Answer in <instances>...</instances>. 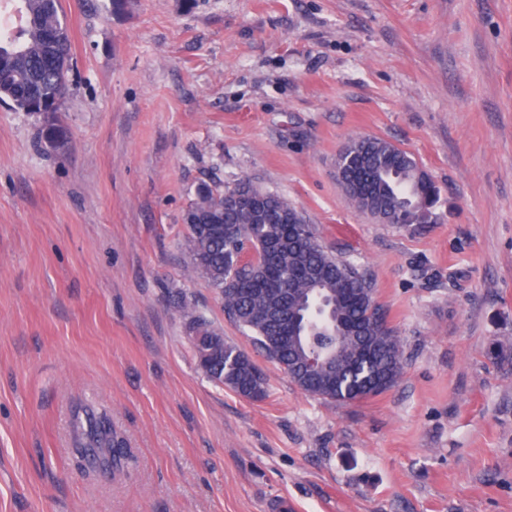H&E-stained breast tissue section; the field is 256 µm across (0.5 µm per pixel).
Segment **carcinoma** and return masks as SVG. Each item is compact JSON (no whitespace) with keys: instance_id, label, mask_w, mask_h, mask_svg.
I'll return each instance as SVG.
<instances>
[{"instance_id":"carcinoma-1","label":"carcinoma","mask_w":512,"mask_h":512,"mask_svg":"<svg viewBox=\"0 0 512 512\" xmlns=\"http://www.w3.org/2000/svg\"><path fill=\"white\" fill-rule=\"evenodd\" d=\"M20 25L0 31V101L15 112H59L72 85L69 25L61 0H13ZM49 28L60 31L53 42ZM340 188L361 212L386 224L428 221L434 187L405 150L375 136H355L336 155ZM187 272L216 290L224 312L246 329L255 348L303 393L348 403L392 387L402 345L375 305L371 280L318 240L285 198L248 179L227 191L203 184L185 214ZM186 332L201 371L252 401L267 396L253 358L202 316ZM81 455L126 467L104 408L87 415Z\"/></svg>"}]
</instances>
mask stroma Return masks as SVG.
Segmentation results:
<instances>
[{"instance_id": "stroma-1", "label": "stroma", "mask_w": 512, "mask_h": 512, "mask_svg": "<svg viewBox=\"0 0 512 512\" xmlns=\"http://www.w3.org/2000/svg\"><path fill=\"white\" fill-rule=\"evenodd\" d=\"M61 0L58 112L0 105V512H512V0ZM409 152L424 224L336 182L348 137ZM365 270L397 383L309 396L208 379L186 335L249 336L188 277L185 209L241 179ZM104 407L134 460L73 465Z\"/></svg>"}]
</instances>
